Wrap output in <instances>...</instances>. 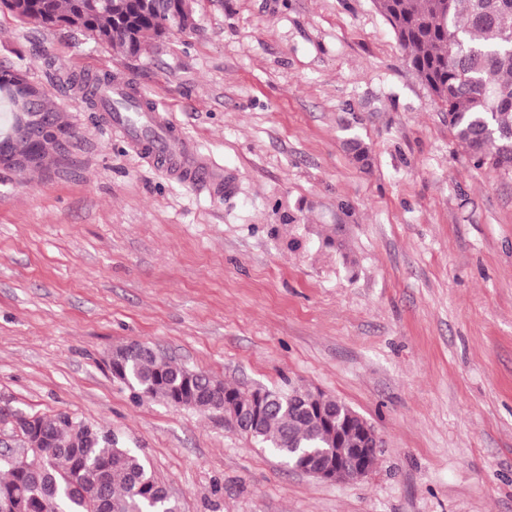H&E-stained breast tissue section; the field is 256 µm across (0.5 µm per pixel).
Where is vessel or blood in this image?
Masks as SVG:
<instances>
[{
	"mask_svg": "<svg viewBox=\"0 0 512 512\" xmlns=\"http://www.w3.org/2000/svg\"><path fill=\"white\" fill-rule=\"evenodd\" d=\"M106 109V126L138 158L170 179L206 192L223 189L224 175L202 155L182 129L148 105L144 94L125 77L113 75L97 89Z\"/></svg>",
	"mask_w": 512,
	"mask_h": 512,
	"instance_id": "b4317fda",
	"label": "vessel or blood"
}]
</instances>
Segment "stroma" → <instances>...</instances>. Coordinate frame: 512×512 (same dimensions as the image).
<instances>
[{
    "label": "stroma",
    "instance_id": "35a3bbf8",
    "mask_svg": "<svg viewBox=\"0 0 512 512\" xmlns=\"http://www.w3.org/2000/svg\"><path fill=\"white\" fill-rule=\"evenodd\" d=\"M194 7L197 31L137 60L0 10V68L76 130L57 168L0 169V407L112 433L181 512H512V173L468 158L373 0ZM115 72L223 194L112 136L81 80ZM135 341L345 402L375 465L324 482L223 413L132 399L110 359Z\"/></svg>",
    "mask_w": 512,
    "mask_h": 512
}]
</instances>
